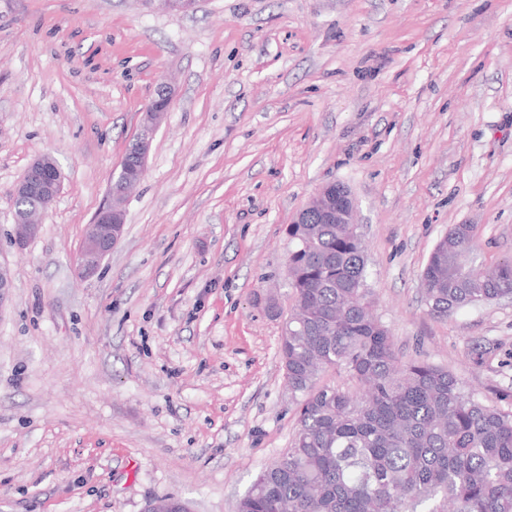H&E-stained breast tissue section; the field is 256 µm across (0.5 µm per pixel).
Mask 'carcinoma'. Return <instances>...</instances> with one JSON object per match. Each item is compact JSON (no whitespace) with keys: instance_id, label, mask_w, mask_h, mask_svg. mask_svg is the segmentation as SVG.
<instances>
[{"instance_id":"carcinoma-1","label":"carcinoma","mask_w":512,"mask_h":512,"mask_svg":"<svg viewBox=\"0 0 512 512\" xmlns=\"http://www.w3.org/2000/svg\"><path fill=\"white\" fill-rule=\"evenodd\" d=\"M288 235L293 305L280 361L298 423L238 512H512V412L443 367L400 359L371 311L354 225L310 212ZM477 248L475 224H453L436 242L422 272L430 314L512 295V259L485 267ZM326 368L357 389L318 385Z\"/></svg>"}]
</instances>
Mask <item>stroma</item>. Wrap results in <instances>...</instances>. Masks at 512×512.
Segmentation results:
<instances>
[{"label": "stroma", "instance_id": "1", "mask_svg": "<svg viewBox=\"0 0 512 512\" xmlns=\"http://www.w3.org/2000/svg\"><path fill=\"white\" fill-rule=\"evenodd\" d=\"M124 233L91 277L86 224L161 82ZM61 191L11 243L14 188ZM347 186L374 312L401 357L512 410V302L429 314L453 224L512 258V0H0V512H235L290 445L279 360L288 226ZM60 189L61 173L50 157H39L29 165L15 186V205L30 197L43 199L45 205L32 210H16L17 216L12 233L14 246L23 248L39 234L44 212L55 201ZM27 205L37 207L39 202L37 199H30Z\"/></svg>", "mask_w": 512, "mask_h": 512}]
</instances>
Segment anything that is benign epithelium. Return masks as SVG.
<instances>
[{"label":"benign epithelium","mask_w":512,"mask_h":512,"mask_svg":"<svg viewBox=\"0 0 512 512\" xmlns=\"http://www.w3.org/2000/svg\"><path fill=\"white\" fill-rule=\"evenodd\" d=\"M152 8L164 12L187 11L194 7L196 0H148ZM168 108H154L145 113L143 134L134 142L136 147V170H145L150 146V134L154 127L164 118ZM134 186L132 177L118 175L109 186L112 203L103 207L95 216L93 223L87 226L80 252V270L85 276L93 275L102 260L112 252L124 231V212L118 205ZM61 189V173L48 156L35 159L24 172L14 189L15 201L30 197H39L45 206L32 210H16L12 233L13 245L22 248L34 239L40 231L42 217L46 207L57 198ZM336 223L354 224V199L349 188L343 184L336 185ZM11 275L9 268L0 263V313L9 302Z\"/></svg>","instance_id":"benign-epithelium-1"}]
</instances>
